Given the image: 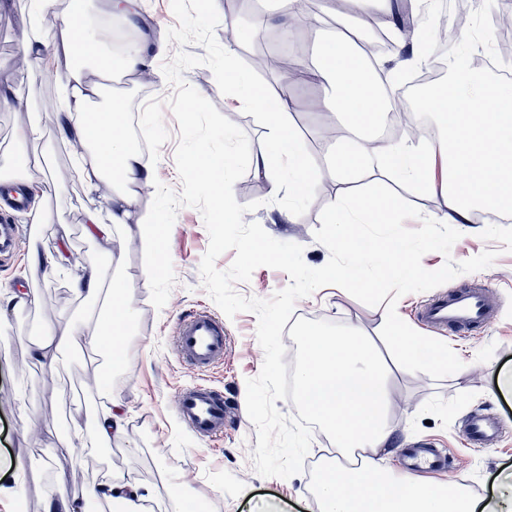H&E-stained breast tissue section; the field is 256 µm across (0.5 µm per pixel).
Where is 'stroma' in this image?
I'll return each mask as SVG.
<instances>
[{"label":"stroma","mask_w":512,"mask_h":512,"mask_svg":"<svg viewBox=\"0 0 512 512\" xmlns=\"http://www.w3.org/2000/svg\"><path fill=\"white\" fill-rule=\"evenodd\" d=\"M28 13L29 0H0V86L12 89L25 103L20 112L0 106V170L10 167L21 150L38 158L35 176L43 182L44 194L38 208L14 213L13 221L44 223L50 238L23 240L18 255L0 266V512H17L21 507L26 512H45L48 497L59 490L65 492L75 512H110L105 500L84 496L87 482L106 472L156 490L154 512H166L164 488L170 481L181 482L188 512H318L313 493L316 468L333 448L322 431L313 433L302 473L288 479L264 478L253 467L257 434L246 410V381L259 374L264 359L255 314L241 312L225 319L228 352L205 372L193 371L177 348L180 314L217 309L200 274L209 245L200 211L184 206L177 212L170 236L176 283L160 309L151 302L139 238L120 233L106 243L87 236V211H98L102 223L110 221L112 185L90 183L79 176L73 165L78 152L72 140L59 132V84L64 69L51 65L36 70L16 63L32 34ZM417 29L431 38L443 32L449 41L467 45L471 70L490 82H502L499 71L484 60L495 54L506 34L490 24L487 15L470 11L462 24L455 10L437 7L420 18ZM183 76L246 133L251 146L267 140L261 114L223 95L208 67L191 68ZM172 92L169 83L156 82L147 89L134 76L116 72L105 80L103 95L124 107L138 108L147 98L165 99ZM324 94L322 84L300 83L290 95L294 104L291 121L300 147L316 170L314 192L301 200L285 189L271 194L269 181L250 170L233 187L238 203L259 204L244 214V222H258L275 240L301 245L303 260L312 268L322 267L329 259L315 231L321 226L323 208L339 187L336 172L327 163L340 145L329 134L338 119H322L311 109ZM33 119L43 130L42 138L19 142V133ZM382 182L426 217L446 207L445 195L419 193L386 179L376 169L361 174L356 184ZM487 224L512 226V215L491 213L484 224L459 225L461 237L450 256L430 252L422 259L425 269L435 270L449 258L463 261L489 249L498 253L492 266L448 283L452 289L487 286L496 316L492 324L469 333L443 335V342L463 363L450 376L437 381L395 365L379 335V307L365 305L343 289L320 288L298 300L293 313L297 319L325 320L360 330L389 364L392 402L388 417L399 431L390 459L396 473L406 472L405 448L421 441L449 462L448 469L436 473V480L460 484L484 502L512 488V391L499 387L504 375H512V252H499L498 242L482 239ZM58 249L66 258L63 269L31 264L32 251ZM93 267L104 278L123 280L138 309L119 367L77 340L93 323L97 308L78 296L73 285ZM30 290L39 293L37 306L19 305V294ZM47 337L61 343L60 365L54 374L35 355L37 344ZM105 379L125 404L129 440L103 448L89 445L81 462L73 463L65 451L66 435L76 425L91 427ZM198 382L221 390L225 401L238 411L237 418L228 421L223 437L213 441L194 436L174 412L177 392ZM478 411L498 413L505 422L498 441L486 448L469 447L462 436L469 416Z\"/></svg>","instance_id":"35a3bbf8"}]
</instances>
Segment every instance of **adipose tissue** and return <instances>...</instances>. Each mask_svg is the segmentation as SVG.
Segmentation results:
<instances>
[{"label": "adipose tissue", "mask_w": 512, "mask_h": 512, "mask_svg": "<svg viewBox=\"0 0 512 512\" xmlns=\"http://www.w3.org/2000/svg\"><path fill=\"white\" fill-rule=\"evenodd\" d=\"M237 45L234 38L224 42L228 88L245 107L262 113L269 129L265 144L251 154L250 166L268 179L275 192L280 188L277 165L287 162L295 197H305L314 183L311 164L288 120L292 105L285 99H270L245 72L234 68ZM163 51V43L138 40L120 55L105 52L89 38L85 13L78 5L59 16L51 37L34 35L27 47L32 68L65 60L61 106L94 156L83 174L88 181L106 180L112 185V221L102 224L95 214H88V235L106 239L118 231L137 234L154 260L160 254V226L151 215L139 212L133 191L134 186L150 183V165L131 144L120 109L103 105L100 114L105 121L96 126L88 103L101 93L100 76L115 70L139 73ZM317 58L314 73L325 85L324 107L342 114L350 131L359 130L366 116L381 112L380 100L362 77L364 62L346 41L322 43ZM423 107L444 117L436 152L412 143L363 138L358 147L330 156L338 178L349 181L355 172L376 165L423 192H441L448 207L435 216L438 224H473L489 212L511 211L512 87L492 86L470 70L457 69L448 86L424 96ZM105 289L110 292V305L88 328L85 340L118 364L124 358L120 339L128 334L135 316L132 299L120 280L104 284L95 269L75 283L76 293L91 302ZM302 335L304 361L297 385L303 407L334 435L339 447L363 452L355 464L330 460L320 468L315 486L319 512H512V497L507 495L489 506L453 485L395 476L387 457L380 454L391 446L395 434L388 419L391 394L385 363L355 331L332 336L310 327ZM90 435L101 447L127 440L122 402L106 397L91 431L69 430L68 451L82 450ZM88 495L111 499L112 512H141L152 497L136 482L118 479L91 484Z\"/></svg>", "instance_id": "ef3b65f1"}]
</instances>
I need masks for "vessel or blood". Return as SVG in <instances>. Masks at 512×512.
<instances>
[{
	"label": "vessel or blood",
	"mask_w": 512,
	"mask_h": 512,
	"mask_svg": "<svg viewBox=\"0 0 512 512\" xmlns=\"http://www.w3.org/2000/svg\"><path fill=\"white\" fill-rule=\"evenodd\" d=\"M28 197L22 189L0 187V262L11 259L22 239L20 229L9 211L24 209ZM484 288H457L429 300L422 308V321L441 332H459L477 325L489 324L494 312L487 303ZM177 345L189 365L197 371L207 370L223 360L228 339L223 322L206 310H195L179 316L176 323ZM175 412L192 434L201 439H216L224 434V425L231 411L221 391L205 383L180 389L175 397ZM501 429L498 417L476 414L466 423L470 445L482 447L497 438ZM407 465L420 474L434 471L441 462L426 448L410 449Z\"/></svg>",
	"instance_id": "b4317fda"
}]
</instances>
